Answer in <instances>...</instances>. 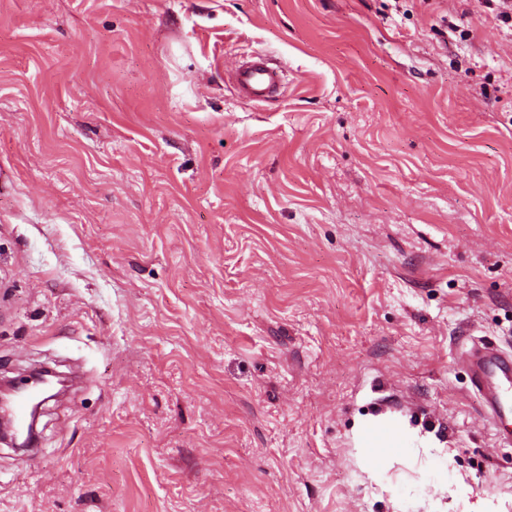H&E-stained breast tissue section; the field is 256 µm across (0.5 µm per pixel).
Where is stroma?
I'll list each match as a JSON object with an SVG mask.
<instances>
[{
    "label": "stroma",
    "mask_w": 512,
    "mask_h": 512,
    "mask_svg": "<svg viewBox=\"0 0 512 512\" xmlns=\"http://www.w3.org/2000/svg\"><path fill=\"white\" fill-rule=\"evenodd\" d=\"M477 340L512 351L487 0H0V374L75 379L0 512H512ZM384 414L416 452L375 478ZM282 74L280 67L273 66L265 55L257 53L236 66L231 81L239 97L259 103L280 88ZM355 436L362 448L363 463L373 473H378L382 456L408 450L409 432L387 417H370L356 430Z\"/></svg>",
    "instance_id": "1"
}]
</instances>
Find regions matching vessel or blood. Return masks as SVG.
<instances>
[{"instance_id": "vessel-or-blood-1", "label": "vessel or blood", "mask_w": 512, "mask_h": 512, "mask_svg": "<svg viewBox=\"0 0 512 512\" xmlns=\"http://www.w3.org/2000/svg\"><path fill=\"white\" fill-rule=\"evenodd\" d=\"M283 71L265 55L254 54L239 63L231 75L234 89L242 99L258 103L281 86ZM462 360L473 390L484 401V412L499 438H506L505 427L512 421V353L491 343L474 345Z\"/></svg>"}]
</instances>
